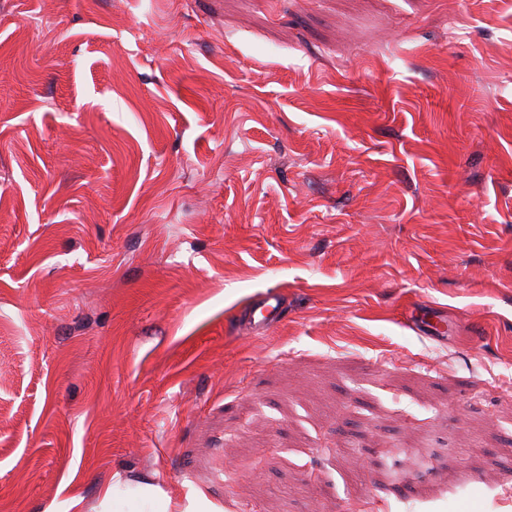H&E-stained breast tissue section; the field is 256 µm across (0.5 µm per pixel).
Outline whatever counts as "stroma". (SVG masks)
Segmentation results:
<instances>
[{"mask_svg": "<svg viewBox=\"0 0 512 512\" xmlns=\"http://www.w3.org/2000/svg\"><path fill=\"white\" fill-rule=\"evenodd\" d=\"M200 503L512 512V0H0V512ZM284 315L281 296L277 290H268L250 303L245 317L254 336H261L273 325L280 322Z\"/></svg>", "mask_w": 512, "mask_h": 512, "instance_id": "stroma-1", "label": "stroma"}]
</instances>
